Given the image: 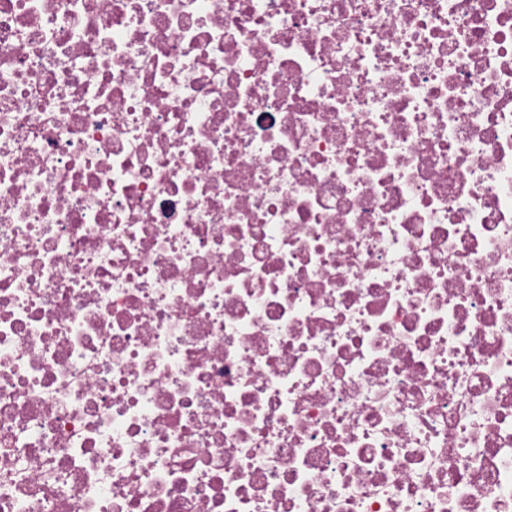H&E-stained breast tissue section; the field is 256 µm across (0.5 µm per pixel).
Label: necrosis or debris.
Returning <instances> with one entry per match:
<instances>
[{"label": "necrosis or debris", "instance_id": "1", "mask_svg": "<svg viewBox=\"0 0 512 512\" xmlns=\"http://www.w3.org/2000/svg\"><path fill=\"white\" fill-rule=\"evenodd\" d=\"M0 512H512V0H0Z\"/></svg>", "mask_w": 512, "mask_h": 512}]
</instances>
